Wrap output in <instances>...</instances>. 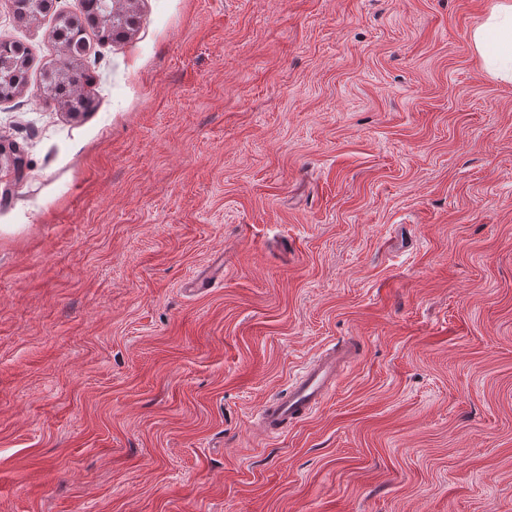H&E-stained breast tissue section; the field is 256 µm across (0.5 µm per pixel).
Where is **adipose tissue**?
<instances>
[{
  "label": "adipose tissue",
  "mask_w": 512,
  "mask_h": 512,
  "mask_svg": "<svg viewBox=\"0 0 512 512\" xmlns=\"http://www.w3.org/2000/svg\"><path fill=\"white\" fill-rule=\"evenodd\" d=\"M486 71L512 82V0H496L485 19L471 33Z\"/></svg>",
  "instance_id": "ef3b65f1"
}]
</instances>
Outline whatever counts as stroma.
Wrapping results in <instances>:
<instances>
[{
	"label": "stroma",
	"mask_w": 512,
	"mask_h": 512,
	"mask_svg": "<svg viewBox=\"0 0 512 512\" xmlns=\"http://www.w3.org/2000/svg\"><path fill=\"white\" fill-rule=\"evenodd\" d=\"M493 0H135L42 91L0 40V512H512V83ZM356 343L315 416L263 404ZM486 71L495 79L512 82V3L499 0L471 33ZM61 20L51 31L55 43L61 48L64 59L59 64L53 65L45 73L43 85L44 94L53 100H57L68 107L70 112H86L93 99L85 90L89 85L88 76L84 72L77 71L73 62L66 58L69 53L80 54L86 50L84 28L78 19L77 23ZM6 61L11 65L2 66ZM0 62V98H9L27 82L28 48L20 41L0 40Z\"/></svg>",
	"instance_id": "obj_1"
}]
</instances>
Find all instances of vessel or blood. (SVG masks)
Returning <instances> with one entry per match:
<instances>
[{
	"label": "vessel or blood",
	"instance_id": "1",
	"mask_svg": "<svg viewBox=\"0 0 512 512\" xmlns=\"http://www.w3.org/2000/svg\"><path fill=\"white\" fill-rule=\"evenodd\" d=\"M336 384V359L327 356L307 367L287 395L266 401L258 426L263 435H280L290 424L309 419Z\"/></svg>",
	"mask_w": 512,
	"mask_h": 512
}]
</instances>
